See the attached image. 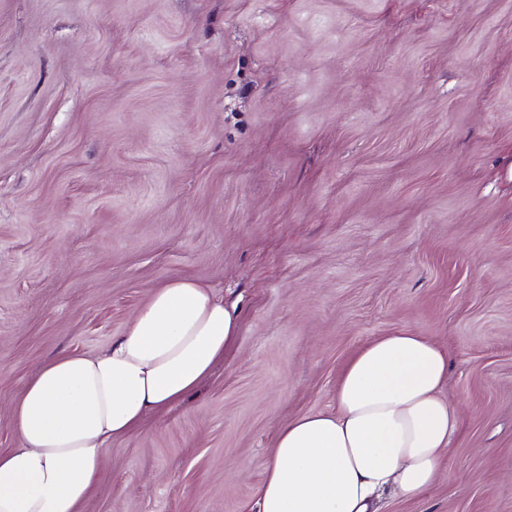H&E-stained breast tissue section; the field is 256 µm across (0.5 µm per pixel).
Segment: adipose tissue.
Segmentation results:
<instances>
[{
    "instance_id": "1",
    "label": "adipose tissue",
    "mask_w": 512,
    "mask_h": 512,
    "mask_svg": "<svg viewBox=\"0 0 512 512\" xmlns=\"http://www.w3.org/2000/svg\"><path fill=\"white\" fill-rule=\"evenodd\" d=\"M236 316L190 279L156 288L121 336L98 353L47 362L12 405L17 437L0 452V512H78L109 443L180 404L234 342ZM448 353L397 331L358 350L336 409L280 429L254 512H378L384 493L433 486L457 411L442 395Z\"/></svg>"
}]
</instances>
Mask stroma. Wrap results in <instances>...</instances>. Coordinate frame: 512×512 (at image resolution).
Returning <instances> with one entry per match:
<instances>
[{
    "instance_id": "1",
    "label": "stroma",
    "mask_w": 512,
    "mask_h": 512,
    "mask_svg": "<svg viewBox=\"0 0 512 512\" xmlns=\"http://www.w3.org/2000/svg\"><path fill=\"white\" fill-rule=\"evenodd\" d=\"M180 278L238 337L79 512H243L399 330L459 429L380 512H512V0H0V450L43 365Z\"/></svg>"
}]
</instances>
